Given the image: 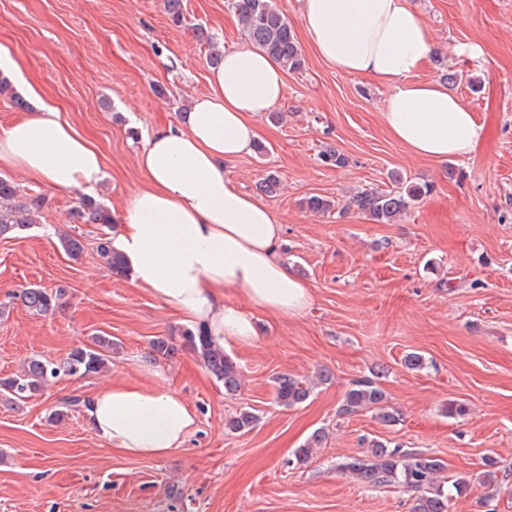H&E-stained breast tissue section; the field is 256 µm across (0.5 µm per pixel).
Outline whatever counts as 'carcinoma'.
<instances>
[{
    "instance_id": "obj_1",
    "label": "carcinoma",
    "mask_w": 512,
    "mask_h": 512,
    "mask_svg": "<svg viewBox=\"0 0 512 512\" xmlns=\"http://www.w3.org/2000/svg\"><path fill=\"white\" fill-rule=\"evenodd\" d=\"M230 8L251 45L289 72L302 69L304 58L294 24L274 5L273 0H230ZM395 181L402 184L401 190L358 192L350 198L344 210L355 208L379 223L390 224L432 191L431 185L426 183L410 182L400 176ZM42 205L40 197H21L13 181L0 177V237L23 230L33 223L32 215ZM71 215L79 222L112 223L111 213L87 198L81 199ZM100 252L113 274L125 275L122 262L112 252L109 241L100 243ZM64 296L65 291L61 288L54 291L30 287L15 293V298L36 314L53 313L63 307ZM179 351L198 358L215 379L224 384L225 392L233 394L238 391L240 383L236 362L224 349L213 344L204 327L197 325L176 330L151 342L155 360ZM111 354L112 340L106 336H95L92 344L73 348L60 362L33 358L21 372L0 378V398L25 401L42 393L51 380L61 374L82 378L97 374L107 367ZM310 393L311 386L303 379L290 374H280L275 378V399L284 407L304 403ZM362 410L376 412L377 418L386 425L399 420L398 412L387 405L385 391L370 379L353 382L343 399L342 413L354 414ZM258 420V415L242 408L228 419L227 427L234 433H246L255 427ZM323 440L324 432H315L296 450V458L303 462L310 459L313 449L320 447ZM361 447L365 452L338 465L339 472L356 478L368 488L392 484L401 487L413 496L412 512H449L451 501L469 487L468 481L462 477L451 480L448 485L439 480L445 465L436 456L399 445L391 448L375 438L362 439Z\"/></svg>"
}]
</instances>
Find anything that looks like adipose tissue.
Masks as SVG:
<instances>
[{"label": "adipose tissue", "mask_w": 512, "mask_h": 512, "mask_svg": "<svg viewBox=\"0 0 512 512\" xmlns=\"http://www.w3.org/2000/svg\"><path fill=\"white\" fill-rule=\"evenodd\" d=\"M301 26L313 52L336 71L388 90V136L411 155L443 161L470 154L485 131L447 87L420 79L432 52L429 30L409 0H302ZM284 69L249 45L225 51L208 95L191 100L180 125L154 130L139 165L146 176L112 233L132 284L204 326L216 345L252 343L255 311L296 317L312 303L307 285L278 254L277 214L229 170L260 139L255 122L281 100ZM0 167L66 192L97 194L100 152L59 111L0 127ZM248 308H241L237 295ZM95 435L125 456L161 458L179 448L197 417L176 394L117 381L89 400Z\"/></svg>", "instance_id": "1"}]
</instances>
